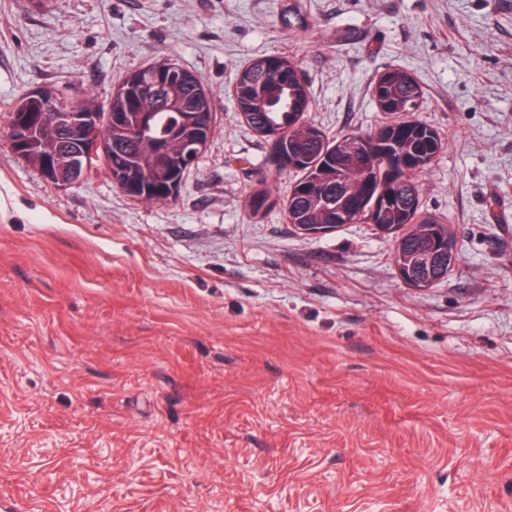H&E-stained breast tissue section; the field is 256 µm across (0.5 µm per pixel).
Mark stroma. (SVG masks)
I'll return each mask as SVG.
<instances>
[{
	"label": "stroma",
	"instance_id": "1",
	"mask_svg": "<svg viewBox=\"0 0 512 512\" xmlns=\"http://www.w3.org/2000/svg\"><path fill=\"white\" fill-rule=\"evenodd\" d=\"M0 0V512H512V0ZM292 58L328 136L418 79L419 178L460 261L425 290L371 225L307 236L238 71ZM177 60L216 94L175 201L11 150L32 87ZM267 180L277 204L251 217Z\"/></svg>",
	"mask_w": 512,
	"mask_h": 512
}]
</instances>
